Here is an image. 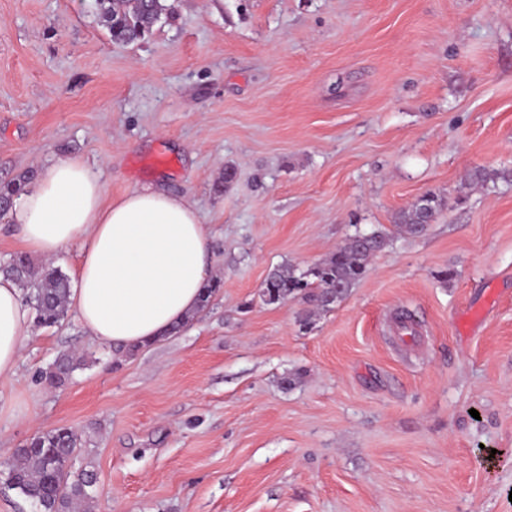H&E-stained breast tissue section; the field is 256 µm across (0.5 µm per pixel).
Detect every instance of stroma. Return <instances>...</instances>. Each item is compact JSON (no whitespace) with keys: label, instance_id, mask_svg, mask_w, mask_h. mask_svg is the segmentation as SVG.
Returning a JSON list of instances; mask_svg holds the SVG:
<instances>
[{"label":"stroma","instance_id":"obj_1","mask_svg":"<svg viewBox=\"0 0 512 512\" xmlns=\"http://www.w3.org/2000/svg\"><path fill=\"white\" fill-rule=\"evenodd\" d=\"M172 2L120 45L97 0H0V183L76 156L184 196L223 282L138 349L33 326L0 459L72 428L95 512H512V182L465 185L512 170V0ZM358 230L393 244L309 327L261 300ZM445 198L435 192L422 195V202L402 210L395 217L396 226L405 228L412 234L422 233L445 207ZM80 362L73 354H62L51 364L46 373V379L55 386H62L70 380L74 371L79 367Z\"/></svg>","mask_w":512,"mask_h":512}]
</instances>
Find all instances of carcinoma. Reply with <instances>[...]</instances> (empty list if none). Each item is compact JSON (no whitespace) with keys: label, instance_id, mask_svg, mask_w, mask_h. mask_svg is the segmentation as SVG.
<instances>
[{"label":"carcinoma","instance_id":"cac0c4a2","mask_svg":"<svg viewBox=\"0 0 512 512\" xmlns=\"http://www.w3.org/2000/svg\"><path fill=\"white\" fill-rule=\"evenodd\" d=\"M99 14L112 41L131 44L143 40L159 17L171 12L166 0H98ZM509 170L475 168L469 180L476 184L509 181ZM31 180L22 174L13 181L0 184V215L6 213L13 199L23 194ZM445 198L435 192L422 195V202L397 213L396 226L412 234L423 232L445 207ZM391 236L377 230L358 232L347 237L329 257L297 274L286 267L273 271L265 280L261 296L269 304L300 295L310 308L300 316L307 326L317 310H327L340 301L367 273L369 261L376 252L387 248ZM0 272L16 279L26 291L35 320L52 327L64 318L69 279L58 269L47 266L35 270L29 257L17 254ZM80 362L73 354H62L51 364L46 379L55 386L70 380ZM80 446L78 434L71 428L59 427L44 432L30 442L14 449L5 472V484L37 512H94L96 477L93 472L74 470L71 456Z\"/></svg>","mask_w":512,"mask_h":512}]
</instances>
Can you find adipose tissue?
I'll return each mask as SVG.
<instances>
[{"instance_id":"adipose-tissue-1","label":"adipose tissue","mask_w":512,"mask_h":512,"mask_svg":"<svg viewBox=\"0 0 512 512\" xmlns=\"http://www.w3.org/2000/svg\"><path fill=\"white\" fill-rule=\"evenodd\" d=\"M19 238L43 260L76 249L69 305L92 338L115 347L165 336L199 311L211 269L206 230L194 204L151 188L105 198L98 175L78 157L44 164L11 211ZM33 313L0 274V378L14 375Z\"/></svg>"}]
</instances>
